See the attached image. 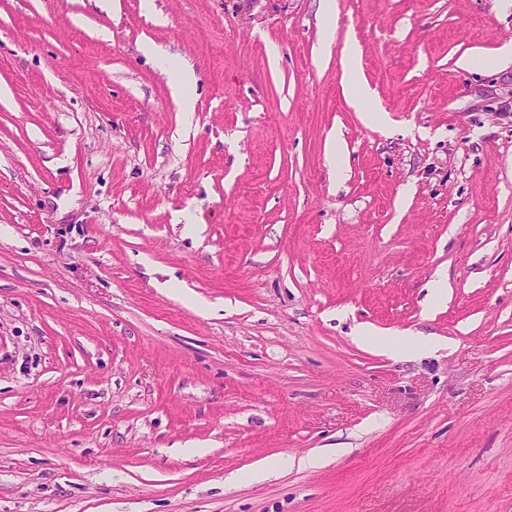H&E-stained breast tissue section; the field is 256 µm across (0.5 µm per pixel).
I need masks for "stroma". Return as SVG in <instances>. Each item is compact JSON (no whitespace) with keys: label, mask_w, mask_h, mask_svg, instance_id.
<instances>
[{"label":"stroma","mask_w":512,"mask_h":512,"mask_svg":"<svg viewBox=\"0 0 512 512\" xmlns=\"http://www.w3.org/2000/svg\"><path fill=\"white\" fill-rule=\"evenodd\" d=\"M321 4L0 0V512H512V7ZM346 88L351 93V102L359 110H362L364 103L373 97L370 87L362 82L358 76L356 69L350 67L344 77ZM195 83V74L190 69H183L180 74L171 82V91L174 98L179 102L182 111H194V100L184 94V88Z\"/></svg>","instance_id":"35a3bbf8"}]
</instances>
